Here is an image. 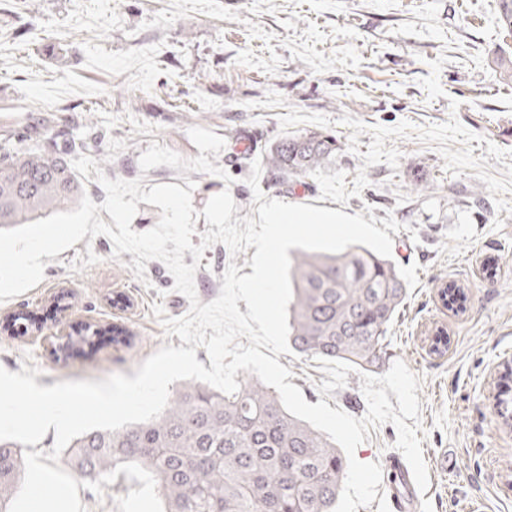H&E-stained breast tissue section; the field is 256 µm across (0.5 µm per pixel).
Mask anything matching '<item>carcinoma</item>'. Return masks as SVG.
I'll return each instance as SVG.
<instances>
[{
  "label": "carcinoma",
  "mask_w": 512,
  "mask_h": 512,
  "mask_svg": "<svg viewBox=\"0 0 512 512\" xmlns=\"http://www.w3.org/2000/svg\"><path fill=\"white\" fill-rule=\"evenodd\" d=\"M498 24L512 35V0H498ZM0 134V229L46 216L81 198L67 155L85 142L30 140ZM340 150L336 137L311 131L275 141L267 167L298 181ZM293 290L289 342L298 353L367 370L379 365L387 332L406 298L396 266L362 245L337 254L291 253ZM35 324L27 312L8 315L1 329L23 337ZM131 342L116 324L81 325L60 350L87 354L95 338ZM233 395L187 382L154 420L118 431L92 430L68 446L65 465L78 479L95 481L118 464L137 463L159 482L164 512H334L344 460L336 443L287 412L269 386L250 377ZM24 476L15 441H0V512H9Z\"/></svg>",
  "instance_id": "carcinoma-1"
}]
</instances>
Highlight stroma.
<instances>
[{"mask_svg": "<svg viewBox=\"0 0 512 512\" xmlns=\"http://www.w3.org/2000/svg\"><path fill=\"white\" fill-rule=\"evenodd\" d=\"M496 12L497 0H0V129L36 121L43 137H80L109 179H137L145 191L194 181L196 246L209 229L201 212L222 190L235 218L256 216L246 179L276 139L335 135L341 152L302 182L265 170L260 187L271 199L349 215L369 207L402 224L391 260L407 297L376 372L401 360L421 380L434 512H512V424L495 401L498 372L512 361V84L496 76L497 59H512V38L500 36ZM193 126L224 137L216 163L232 185L165 165L141 171L154 141L198 157ZM475 188L474 213L466 201ZM89 251L97 264L71 271ZM253 255L220 243L198 261L184 253L198 266L200 302L219 296L228 263L251 274ZM133 260L103 235L50 258L40 284L0 302V319L22 309L47 320L22 338L0 331V367L38 368L36 383L50 387L131 377L159 347H181L152 306L180 317L188 299L162 262L149 261L142 282ZM438 280L465 289L466 312L443 307ZM61 289L73 295L63 313L52 301ZM75 322L125 325L135 343L55 360L53 344ZM440 328L449 344L436 354ZM278 360L308 403L364 415L357 373L323 396L327 376L315 359Z\"/></svg>", "mask_w": 512, "mask_h": 512, "instance_id": "1", "label": "stroma"}]
</instances>
